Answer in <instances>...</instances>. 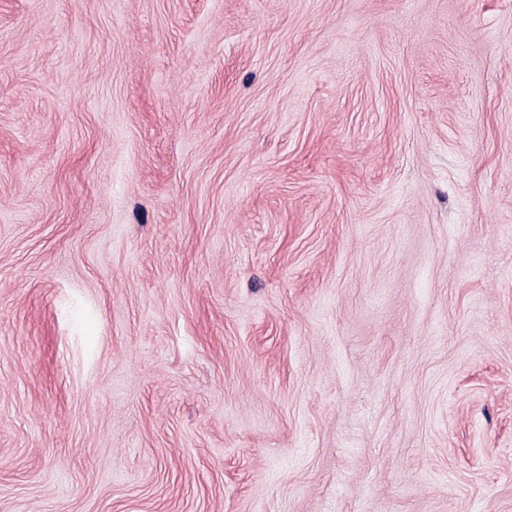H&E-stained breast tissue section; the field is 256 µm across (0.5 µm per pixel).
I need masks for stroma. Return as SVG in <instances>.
Listing matches in <instances>:
<instances>
[{
    "label": "stroma",
    "mask_w": 512,
    "mask_h": 512,
    "mask_svg": "<svg viewBox=\"0 0 512 512\" xmlns=\"http://www.w3.org/2000/svg\"><path fill=\"white\" fill-rule=\"evenodd\" d=\"M0 512H512V0H0Z\"/></svg>",
    "instance_id": "35a3bbf8"
}]
</instances>
